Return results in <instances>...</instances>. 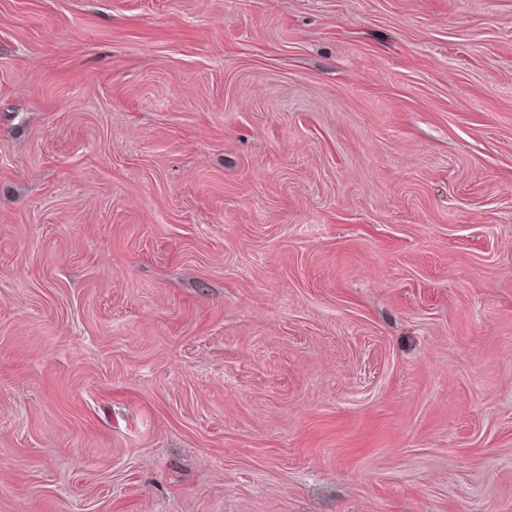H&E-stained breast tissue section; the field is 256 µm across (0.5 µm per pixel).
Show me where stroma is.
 I'll list each match as a JSON object with an SVG mask.
<instances>
[{
    "mask_svg": "<svg viewBox=\"0 0 512 512\" xmlns=\"http://www.w3.org/2000/svg\"><path fill=\"white\" fill-rule=\"evenodd\" d=\"M0 512H512V0H0Z\"/></svg>",
    "mask_w": 512,
    "mask_h": 512,
    "instance_id": "1",
    "label": "stroma"
}]
</instances>
